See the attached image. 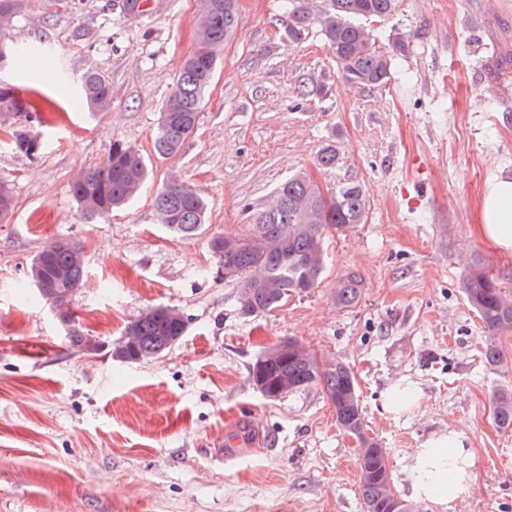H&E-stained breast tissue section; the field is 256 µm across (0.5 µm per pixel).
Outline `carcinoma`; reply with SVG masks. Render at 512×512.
<instances>
[{
	"label": "carcinoma",
	"mask_w": 512,
	"mask_h": 512,
	"mask_svg": "<svg viewBox=\"0 0 512 512\" xmlns=\"http://www.w3.org/2000/svg\"><path fill=\"white\" fill-rule=\"evenodd\" d=\"M25 0H0V33L23 8ZM285 33L299 43L309 32L312 13L308 0H288ZM399 0H327L318 26L336 60L338 71L363 86H378L389 76L391 58L376 46L362 21H384L397 11ZM238 25V0H202L197 23L196 49L185 60L160 115L154 150L161 157L181 153L195 134L206 90L222 59L224 44ZM20 64L35 58L39 71H54L51 56L15 46L0 37V52ZM79 83L80 105L89 112H107L112 106L110 84L100 72H84ZM11 127L12 145L31 155L40 148L34 124L40 122L16 88L0 79V124ZM148 176L143 156L130 145L112 144L98 165L82 171L73 181L72 195L85 220L105 219L116 208L139 194ZM153 206L163 227L190 239L205 224L208 203L194 189L176 179L156 194ZM14 198L0 184V224L11 220ZM366 198L360 187L343 185L323 192L304 174L285 179L273 192L270 204L255 213L248 232L239 236H215L210 249L217 273L236 285L239 311L251 318L274 310L292 295L318 287L325 270V237L344 233L362 223ZM29 279L44 302L59 304L58 322L67 330L70 346L84 350L86 336L75 326L73 303L86 279V260L81 247L59 239L43 248L33 260ZM461 288L485 329L481 357L492 372L508 366L499 346L502 334L512 333V292L476 263L465 273ZM361 294V280L349 274L336 287V303L352 305ZM188 317L180 310L149 308L132 321L116 343L126 362L139 363L171 351L185 336ZM255 388L267 399L278 400L314 385L323 387L336 412L338 425L359 442L360 491L366 512H410V505L394 489L387 452L368 434L360 395L351 370L341 363L320 359L310 348L297 343L278 353L269 348L249 366ZM492 417L505 433L512 432V386L499 387L491 397Z\"/></svg>",
	"instance_id": "cac0c4a2"
}]
</instances>
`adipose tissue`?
Wrapping results in <instances>:
<instances>
[{
    "mask_svg": "<svg viewBox=\"0 0 512 512\" xmlns=\"http://www.w3.org/2000/svg\"><path fill=\"white\" fill-rule=\"evenodd\" d=\"M479 231L498 251L512 255V180L491 179L479 204ZM474 468L462 433L441 432L424 440L410 456L411 493L439 512H456L467 496Z\"/></svg>",
    "mask_w": 512,
    "mask_h": 512,
    "instance_id": "1",
    "label": "adipose tissue"
}]
</instances>
